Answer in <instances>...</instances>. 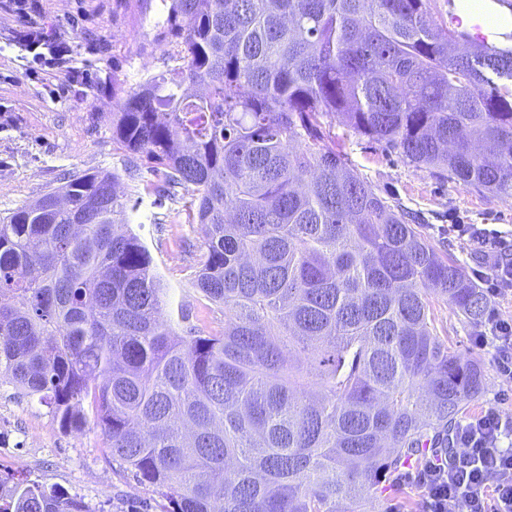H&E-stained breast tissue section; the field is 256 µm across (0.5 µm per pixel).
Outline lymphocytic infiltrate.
<instances>
[{
	"label": "lymphocytic infiltrate",
	"mask_w": 512,
	"mask_h": 512,
	"mask_svg": "<svg viewBox=\"0 0 512 512\" xmlns=\"http://www.w3.org/2000/svg\"><path fill=\"white\" fill-rule=\"evenodd\" d=\"M17 46L47 69L71 52L35 25L20 31ZM454 230L480 246L474 278L492 297H512V243L475 224H458ZM477 340L493 343L500 373L512 379V323L487 316ZM449 443L450 455L427 460L422 468L423 512H512V418L486 410L460 423Z\"/></svg>",
	"instance_id": "lymphocytic-infiltrate-1"
}]
</instances>
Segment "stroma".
Listing matches in <instances>:
<instances>
[{
	"instance_id": "35a3bbf8",
	"label": "stroma",
	"mask_w": 512,
	"mask_h": 512,
	"mask_svg": "<svg viewBox=\"0 0 512 512\" xmlns=\"http://www.w3.org/2000/svg\"><path fill=\"white\" fill-rule=\"evenodd\" d=\"M452 11L463 23L477 19L490 31L512 21L507 11L488 10L486 0L473 8L468 0H429L431 20H445ZM32 19L71 45L68 67L85 72L84 91L61 92L68 68L46 72L20 58L15 32ZM162 32L160 0H37L26 17L0 0V219L63 185L67 173H117L120 194L139 202L128 215L127 229L150 251L167 290L161 317L185 332L197 325L202 307L191 273L205 252L204 227L187 223L182 196L154 207L145 185L160 183L162 173L130 177L112 143L114 96L133 93L142 78L172 64L174 48ZM331 131L348 163L389 202L415 213L432 243L466 270L478 264L477 245L449 232V225L481 224L512 240V201L464 188L339 124ZM437 314L438 332L453 349L484 364L485 392L471 415L492 408L512 417V384L500 376L491 348L476 343L474 331L463 328L448 305L439 304ZM433 454L427 447L408 458L380 486L369 512H420L425 493L419 470ZM0 475L56 486L81 498L92 512H130L135 505L141 512L168 508L155 487L104 448L100 429L64 432L47 406L5 374L0 376Z\"/></svg>"
}]
</instances>
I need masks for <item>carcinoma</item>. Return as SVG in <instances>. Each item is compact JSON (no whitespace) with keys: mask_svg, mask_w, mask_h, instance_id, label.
Segmentation results:
<instances>
[{"mask_svg":"<svg viewBox=\"0 0 512 512\" xmlns=\"http://www.w3.org/2000/svg\"><path fill=\"white\" fill-rule=\"evenodd\" d=\"M428 0H162L177 65L112 112L157 202L205 226L193 273L224 328L160 321L161 280L110 172L0 221V375L105 445L167 512H366L484 390L438 334L489 300L345 161L337 121L464 187L512 199V48L457 53ZM0 512H94L0 478Z\"/></svg>","mask_w":512,"mask_h":512,"instance_id":"cac0c4a2","label":"carcinoma"}]
</instances>
